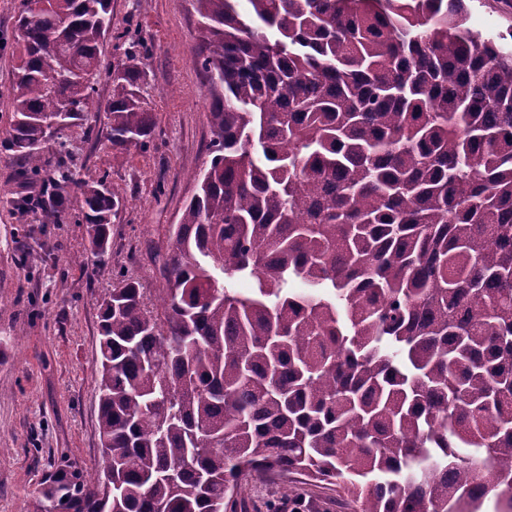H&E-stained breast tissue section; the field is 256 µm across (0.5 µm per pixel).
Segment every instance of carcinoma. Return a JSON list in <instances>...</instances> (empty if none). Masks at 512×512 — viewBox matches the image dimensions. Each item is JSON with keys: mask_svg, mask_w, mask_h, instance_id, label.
I'll return each mask as SVG.
<instances>
[{"mask_svg": "<svg viewBox=\"0 0 512 512\" xmlns=\"http://www.w3.org/2000/svg\"><path fill=\"white\" fill-rule=\"evenodd\" d=\"M211 159L160 282L100 305L104 467L59 468L33 512H273L259 476L339 512H512V53L464 0H195ZM4 146L26 177L44 117L88 118L111 0H23ZM146 48L109 73L115 155L155 128ZM71 111L61 112L62 103ZM91 254L121 199L64 158Z\"/></svg>", "mask_w": 512, "mask_h": 512, "instance_id": "carcinoma-1", "label": "carcinoma"}]
</instances>
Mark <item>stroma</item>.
Wrapping results in <instances>:
<instances>
[{"mask_svg": "<svg viewBox=\"0 0 512 512\" xmlns=\"http://www.w3.org/2000/svg\"><path fill=\"white\" fill-rule=\"evenodd\" d=\"M22 2L0 0V143L12 116ZM465 4L468 26L512 52V0ZM112 30L101 51L94 110L88 122L49 137L42 174L20 176L16 156L0 147V512H28L58 466L100 468L99 304L124 279L156 281L152 245L178 222L194 192L188 175L207 159L210 94L195 59L194 0H112ZM131 41L149 50L144 88L156 129L144 149L116 159L99 136L115 90L106 68L121 63ZM62 154L75 180L106 177L122 199L104 258L91 253L79 193H71L55 221L24 203L27 194H41Z\"/></svg>", "mask_w": 512, "mask_h": 512, "instance_id": "35a3bbf8", "label": "stroma"}]
</instances>
